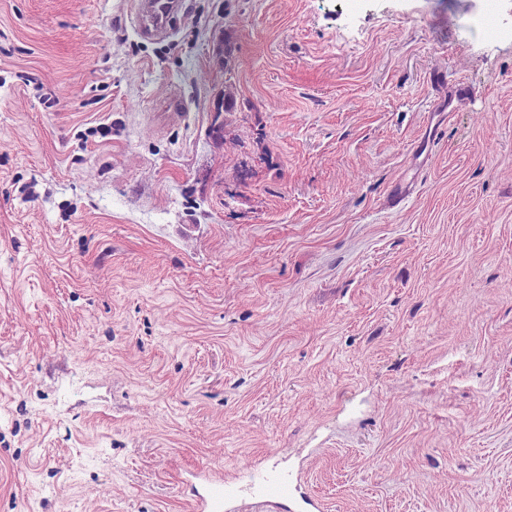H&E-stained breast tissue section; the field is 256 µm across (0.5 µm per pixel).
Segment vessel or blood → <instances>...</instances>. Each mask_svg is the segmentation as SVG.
<instances>
[{
    "mask_svg": "<svg viewBox=\"0 0 512 512\" xmlns=\"http://www.w3.org/2000/svg\"><path fill=\"white\" fill-rule=\"evenodd\" d=\"M178 8V0H136L137 33L144 38L166 34L169 19ZM189 486L194 512H231L241 499L258 501L265 512H286L295 500L292 478L274 466L250 470L244 478L236 473L214 476L202 467L192 473Z\"/></svg>",
    "mask_w": 512,
    "mask_h": 512,
    "instance_id": "obj_1",
    "label": "vessel or blood"
}]
</instances>
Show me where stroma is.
<instances>
[{"label": "stroma", "mask_w": 512, "mask_h": 512, "mask_svg": "<svg viewBox=\"0 0 512 512\" xmlns=\"http://www.w3.org/2000/svg\"><path fill=\"white\" fill-rule=\"evenodd\" d=\"M132 2L0 0V512H512V0ZM177 0H138L135 1V28L143 38H151L167 33L170 17L178 10ZM189 500L195 512L231 511L239 499L256 500L269 512L288 509L295 501V485L277 466L252 469L243 484L239 473L213 476L204 467L190 474Z\"/></svg>", "instance_id": "obj_1"}]
</instances>
